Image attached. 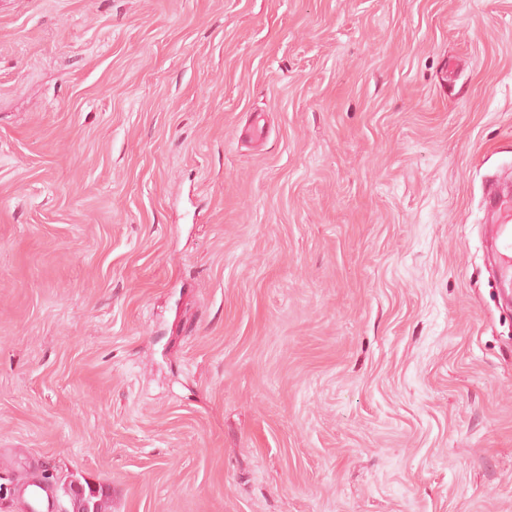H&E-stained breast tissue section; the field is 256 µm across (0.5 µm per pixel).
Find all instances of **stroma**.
<instances>
[{"mask_svg":"<svg viewBox=\"0 0 512 512\" xmlns=\"http://www.w3.org/2000/svg\"><path fill=\"white\" fill-rule=\"evenodd\" d=\"M500 172L512 0H0V512H512ZM485 202L496 226L494 251L498 273L503 282L509 283L512 280V193H499L489 188ZM69 499L70 510L68 512H106L108 511V494L102 486L93 487L89 483L69 485L65 492Z\"/></svg>","mask_w":512,"mask_h":512,"instance_id":"35a3bbf8","label":"stroma"}]
</instances>
